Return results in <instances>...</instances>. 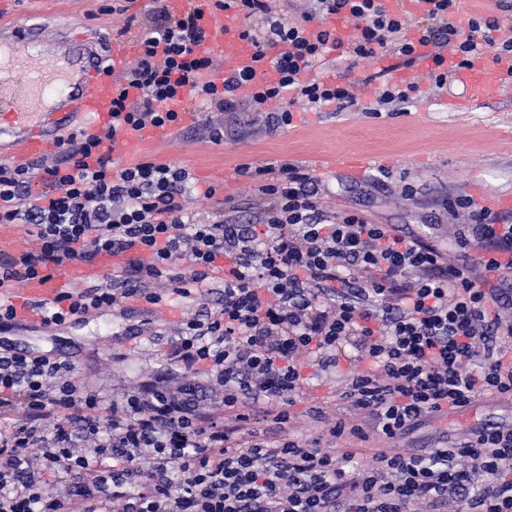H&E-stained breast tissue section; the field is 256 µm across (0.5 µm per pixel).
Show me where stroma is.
<instances>
[{
	"instance_id": "obj_1",
	"label": "stroma",
	"mask_w": 512,
	"mask_h": 512,
	"mask_svg": "<svg viewBox=\"0 0 512 512\" xmlns=\"http://www.w3.org/2000/svg\"><path fill=\"white\" fill-rule=\"evenodd\" d=\"M115 2L121 12L109 13ZM153 6V0H0V23L41 24L43 34L63 46L83 38L104 67L114 53L134 61L128 48L137 45L140 24ZM132 16L138 24L130 28L126 21ZM396 62L393 56L382 63L330 59L316 65L311 77L351 83L354 106L340 112L300 109L290 127L272 132L264 113L246 104L236 112L213 113V122L224 129L222 142H208L192 130H167L149 158L184 166L198 185L222 187L232 199L235 218L243 223L263 202L250 180L238 175L237 165L288 160L312 170L320 194L336 210H355L371 222L418 233L429 224L437 241L450 240L456 225L467 220L463 211L450 208L458 197L469 196L491 208L499 198L512 196V94L491 88L476 99L453 76L433 89L426 63L400 68ZM385 64L390 80L417 82L425 92L406 112L376 117L365 110L373 90L367 79ZM340 155L373 157L386 175L378 180L370 174L355 176L336 166ZM408 184L416 189L409 198L403 194ZM198 306V301L166 294L152 336L137 334L144 315L134 302L128 312L107 309L63 326L47 328L35 319L0 332V342L69 361L105 401H118L165 373L169 343ZM488 423L512 424V399L481 396L462 411L424 421L393 446L417 453L436 446L441 436L459 439Z\"/></svg>"
}]
</instances>
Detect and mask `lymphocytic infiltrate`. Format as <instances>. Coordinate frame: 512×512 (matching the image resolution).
I'll return each instance as SVG.
<instances>
[{"mask_svg": "<svg viewBox=\"0 0 512 512\" xmlns=\"http://www.w3.org/2000/svg\"><path fill=\"white\" fill-rule=\"evenodd\" d=\"M209 2L241 21L268 77H221L198 10L175 17L158 5L137 58L115 76L111 112L125 130L180 127L187 96L237 111L244 90L274 130L299 107L343 110L355 102L347 84L309 75L333 52L392 55L403 67L430 59L436 88L449 61L512 56L498 21L449 23L456 0H425L439 26L419 34L389 0H312L295 21L270 0ZM333 16L352 23L349 39L328 26ZM112 134L79 130L51 160L0 163V224L23 225L29 240L0 253V291L112 256L109 276L32 303L42 324L132 301L157 307L160 282L183 298L215 295V305L182 321L167 376L108 405L69 361L1 347L0 512H440L450 501L456 512H512V426L423 455L374 446L477 396H512V321L499 314L512 307L501 288L512 223L457 199L468 221L451 263L421 236L328 207L317 177L288 161L238 165L266 202L247 223L200 218L191 203L213 200L216 186L196 187L171 162L116 166L101 149ZM307 365L342 371L335 410L305 413L343 453L296 426ZM202 372L214 381L206 393Z\"/></svg>", "mask_w": 512, "mask_h": 512, "instance_id": "1", "label": "lymphocytic infiltrate"}]
</instances>
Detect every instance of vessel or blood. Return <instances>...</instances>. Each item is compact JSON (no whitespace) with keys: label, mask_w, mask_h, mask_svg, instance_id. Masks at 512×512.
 <instances>
[{"label":"vessel or blood","mask_w":512,"mask_h":512,"mask_svg":"<svg viewBox=\"0 0 512 512\" xmlns=\"http://www.w3.org/2000/svg\"><path fill=\"white\" fill-rule=\"evenodd\" d=\"M195 4L201 10V25L209 31L206 47L223 56L234 68L255 67L252 46L239 36L236 23L214 16L206 0H165L173 15H180ZM38 30L13 28L9 37L0 39V115L12 118L21 131L15 145L28 157L46 153L50 144L45 138L42 118L50 112L80 116L87 129L98 130L111 125L110 105L116 87L100 67L88 63V54L77 50L73 56L56 58L41 50ZM512 73V59L496 65L485 59H473L470 66L459 71L458 78L473 93L500 84L504 75ZM157 129L149 128L130 135H120L105 142L104 149L115 163H124L143 155L158 141ZM101 267L74 264L63 273L48 279H36L24 290L26 299H52L63 288L97 279Z\"/></svg>","instance_id":"vessel-or-blood-1"}]
</instances>
